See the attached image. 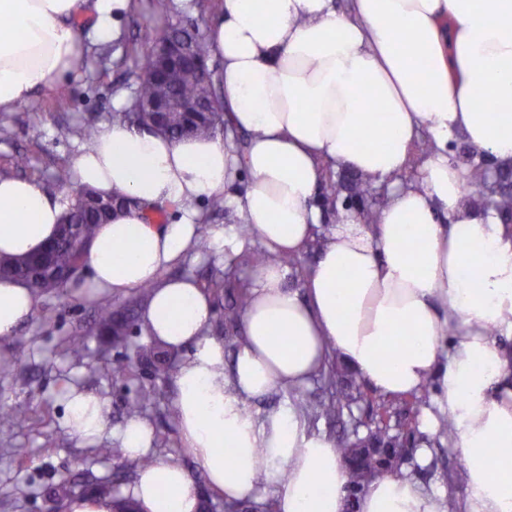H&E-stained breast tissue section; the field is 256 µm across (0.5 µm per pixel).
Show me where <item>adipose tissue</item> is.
Masks as SVG:
<instances>
[{"mask_svg": "<svg viewBox=\"0 0 512 512\" xmlns=\"http://www.w3.org/2000/svg\"><path fill=\"white\" fill-rule=\"evenodd\" d=\"M129 0H0V112L64 83L85 48L74 23L118 33ZM221 59L228 126L251 132L243 153L219 138L175 141L115 122L74 162L78 186L127 194L90 245L84 287L120 296L144 286L151 336L182 352L174 378L179 431L228 502L260 492L258 466L287 475L276 512H344L347 472L298 407L264 415L252 400L296 390L336 357L388 395L433 384L467 466L459 512H512V226L463 202L457 142L512 163V0H223L210 30ZM496 102V111L481 109ZM432 152L403 181L415 141ZM378 185V221L347 218L323 244L302 290L283 265L254 268L232 362L210 334L213 303L190 278L166 280L195 234L194 201L223 195L266 250L301 252L322 219L312 200L327 163ZM245 170V190L233 183ZM171 222L144 217L154 204ZM68 199L32 179L0 178V254L23 256L56 232ZM37 298L0 279V340ZM456 335H448L449 325ZM66 421L82 439L107 428L102 401L65 388ZM140 512H199L186 471L157 459L139 469ZM358 512H448L447 495L384 475Z\"/></svg>", "mask_w": 512, "mask_h": 512, "instance_id": "1", "label": "adipose tissue"}]
</instances>
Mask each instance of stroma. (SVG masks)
<instances>
[{"instance_id": "1", "label": "stroma", "mask_w": 512, "mask_h": 512, "mask_svg": "<svg viewBox=\"0 0 512 512\" xmlns=\"http://www.w3.org/2000/svg\"><path fill=\"white\" fill-rule=\"evenodd\" d=\"M85 53L66 84L71 90L68 102L61 103L55 92L40 91L14 111L0 112V169L13 176L48 183L56 166L73 164L84 150L79 130L88 123L105 128L119 111L117 95H130L135 69L129 46L143 44L146 29L155 27L150 0H132V8L122 20V35L108 41L107 61H99V42L93 36L92 22H78ZM205 221L199 224L193 245L182 260L165 270L168 278L192 277L204 283L212 269L224 266V247L213 238L214 231L236 224L229 212L211 211L207 202L197 205ZM93 311L88 300L68 293L40 297L33 318L20 324L12 339L0 341V356L19 350L12 371L0 374V406L25 404L26 422L0 427V512H49L51 501L64 480L84 486L86 492L114 480L124 472L121 493H130L139 462L106 460L94 452L96 444H114L117 432L126 422L124 407L134 399L140 386L156 389L159 398L142 414L155 442L154 458H171L182 448L177 424L168 418L174 407V377L157 378L156 369L141 363L135 378L113 377L112 360L116 349L106 346L99 336H89L82 355H73L67 340L78 327L90 328ZM71 383L81 391L98 396L104 404L108 431L98 442L71 434L65 422L62 386ZM67 435V444H57L58 435ZM407 469L420 471L419 481L427 489L443 492L448 486L462 487L466 465L447 445L424 448L409 460Z\"/></svg>"}]
</instances>
